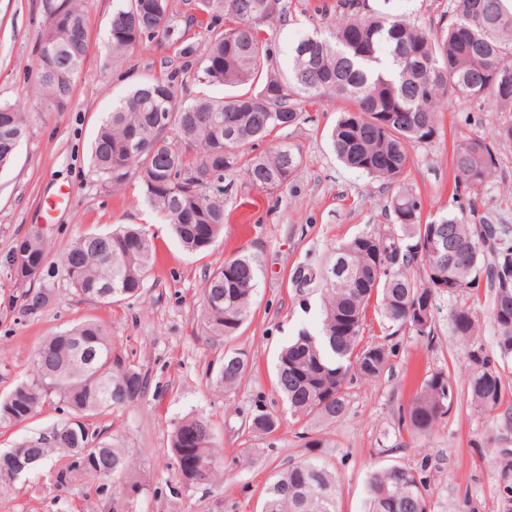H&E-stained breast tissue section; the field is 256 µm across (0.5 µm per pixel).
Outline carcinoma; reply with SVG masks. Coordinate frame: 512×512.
I'll use <instances>...</instances> for the list:
<instances>
[{
	"mask_svg": "<svg viewBox=\"0 0 512 512\" xmlns=\"http://www.w3.org/2000/svg\"><path fill=\"white\" fill-rule=\"evenodd\" d=\"M109 21L107 60L125 54L143 38L180 33L181 21L170 0H116ZM390 0H336L341 22L319 30L292 48L288 73L274 70L264 26L285 22V0H198L199 10L224 18L230 26L206 28L205 52L165 75L152 76L112 103L90 149V163L101 184L123 189L136 175L145 202L168 224L190 252L208 249L224 230V177L239 170L253 186L274 190L287 185L301 167L300 149L280 137L259 154L255 147L272 132L312 121L305 101H342L345 107L331 130L337 159L347 168L397 186L390 199L392 224L382 233H362L336 247L320 274L323 286L320 327L301 330L277 354L275 385L299 427L296 437L315 448L317 425L333 423L347 411V381H372L384 373L395 349L365 344L367 311L380 314L379 325L406 327L419 337L435 331L427 304L436 296L466 293L472 304L454 307L451 330L464 347L466 394L484 415L512 420L503 407L505 361L512 358V288L495 280L512 275V236L505 226L465 209L422 221V200L405 183L410 148L429 144L441 133V103L481 101L512 112V91L499 87L512 79V0H482L485 13L472 17L471 0H451L448 22L423 29L393 14ZM70 28L56 44L59 58L38 54L32 103L0 104V168L9 164L29 126L32 113L63 108L89 49L87 0H55ZM202 84L222 85L224 97L193 101L179 95L184 75ZM512 142V123L500 125L493 140L475 135L453 146L454 194L476 192L496 175L497 149ZM29 255L44 265L48 242L35 231L25 238ZM154 260V245L142 227L90 232L62 255L74 292L109 305L140 294ZM261 266L239 253L213 270L202 291V333L210 341L238 335L252 313ZM451 284L450 292L444 286ZM485 293H480L481 288ZM489 310L496 352L477 342L480 325L474 305ZM239 349L223 351L214 385L233 389L248 369ZM33 378L0 399V423L31 419L56 395L68 409L94 416L127 407L142 398L140 371L112 359V343L99 323L86 321L43 340L34 350ZM450 373L426 375L413 398L398 407L397 433L428 437L458 399ZM280 415L256 406L248 432L271 435ZM171 451L181 481L214 486L223 477L222 454L204 416L182 419L171 434ZM72 458V471L112 484L128 482L133 461L120 448L90 433L82 424L61 422L50 431L0 451V483L7 485L9 455H21L35 469L54 453ZM336 478L318 457L290 464L261 492V512H337ZM426 467L391 464L373 471L367 482V512H431Z\"/></svg>",
	"mask_w": 512,
	"mask_h": 512,
	"instance_id": "1",
	"label": "carcinoma"
}]
</instances>
